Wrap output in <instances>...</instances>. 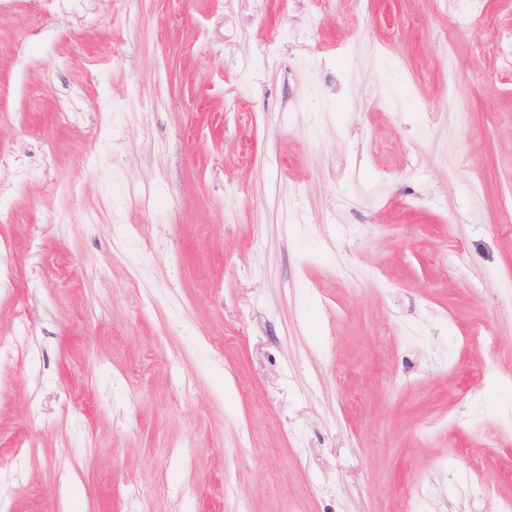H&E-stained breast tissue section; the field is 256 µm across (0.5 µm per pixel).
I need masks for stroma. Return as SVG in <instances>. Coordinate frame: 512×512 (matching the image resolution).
<instances>
[{
  "instance_id": "obj_1",
  "label": "stroma",
  "mask_w": 512,
  "mask_h": 512,
  "mask_svg": "<svg viewBox=\"0 0 512 512\" xmlns=\"http://www.w3.org/2000/svg\"><path fill=\"white\" fill-rule=\"evenodd\" d=\"M511 54L512 0H0V512L512 499Z\"/></svg>"
}]
</instances>
